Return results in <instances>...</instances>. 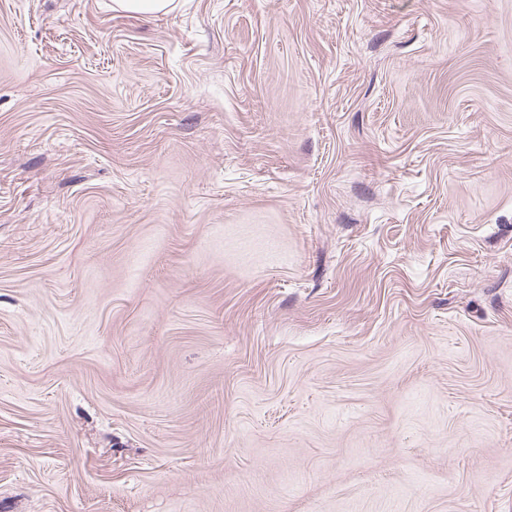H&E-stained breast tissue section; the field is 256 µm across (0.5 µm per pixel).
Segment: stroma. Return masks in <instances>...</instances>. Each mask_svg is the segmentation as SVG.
I'll return each instance as SVG.
<instances>
[{
    "label": "stroma",
    "mask_w": 512,
    "mask_h": 512,
    "mask_svg": "<svg viewBox=\"0 0 512 512\" xmlns=\"http://www.w3.org/2000/svg\"><path fill=\"white\" fill-rule=\"evenodd\" d=\"M0 512H512V0H0ZM175 0H113L112 8L125 13L149 15L170 12L175 9Z\"/></svg>",
    "instance_id": "1"
}]
</instances>
